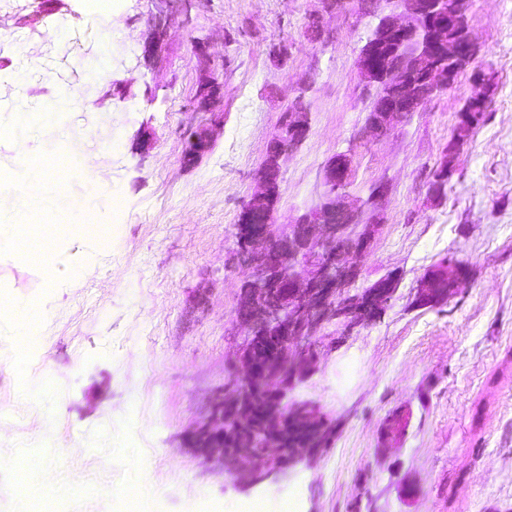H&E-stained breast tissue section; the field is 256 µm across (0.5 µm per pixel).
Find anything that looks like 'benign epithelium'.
Here are the masks:
<instances>
[{"label": "benign epithelium", "instance_id": "1", "mask_svg": "<svg viewBox=\"0 0 512 512\" xmlns=\"http://www.w3.org/2000/svg\"><path fill=\"white\" fill-rule=\"evenodd\" d=\"M154 2L157 12L143 45L148 60L164 48L179 0ZM385 2L391 10L381 17L355 63L360 80L378 86L367 116V128L375 136L387 134L437 89L452 85L476 54V45L462 27L468 0ZM222 96V84L206 75L196 109L207 112ZM309 131L307 107L300 102L289 106L257 173L259 190L239 215L238 250H261V260L242 281L238 296L237 317L247 329L240 356L243 373L224 396L210 400L205 417L189 435L200 456L235 473L244 484L318 459L334 439L320 427L325 415L316 404L289 398L315 369L308 356H290L289 347L301 340L315 343L327 321L336 319L347 331L360 326L396 292L393 283L381 278L361 293L344 294L358 273L344 254L356 257L367 247L382 222L388 195L387 185L378 183L359 205L345 202L350 154L340 153L326 164L323 203L288 225V231H279L275 214L282 162L305 142ZM460 281L456 270L427 276L415 301L443 302L448 287L456 290ZM266 343L271 344L269 358L261 363L255 351Z\"/></svg>", "mask_w": 512, "mask_h": 512}]
</instances>
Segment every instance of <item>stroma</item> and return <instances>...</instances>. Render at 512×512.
Masks as SVG:
<instances>
[{
    "label": "stroma",
    "mask_w": 512,
    "mask_h": 512,
    "mask_svg": "<svg viewBox=\"0 0 512 512\" xmlns=\"http://www.w3.org/2000/svg\"><path fill=\"white\" fill-rule=\"evenodd\" d=\"M111 2L0 0V35L21 39L20 52L0 51V170L52 141L95 158L88 184L42 181L47 198L77 199L61 239L28 260L0 244V305L17 313L0 325V388L15 403L0 414V512L24 494L22 442L41 451L43 476L75 490L69 512H272L288 500L293 512H512V0H470L474 60L380 138L364 132L375 91L355 61L384 0L336 14L322 0H188L151 62L152 0ZM199 40L224 85L210 112L195 109ZM481 82L485 117L435 195L431 172ZM19 85L32 96L14 97ZM63 94L80 102L57 113L51 140L14 131L16 113ZM298 97L311 132L283 162L277 223L320 205L326 162L350 152V202L389 187L353 287L398 284L374 320L325 324L317 370L293 392L336 422L332 447L245 487L186 436L240 367L236 307L253 261L237 252L235 224ZM202 129L210 147L185 165ZM452 259L468 268L458 292L417 306L423 276ZM21 351L30 385L16 389L6 365ZM47 372L50 395L38 388ZM132 482L139 495L126 494Z\"/></svg>",
    "instance_id": "stroma-1"
}]
</instances>
